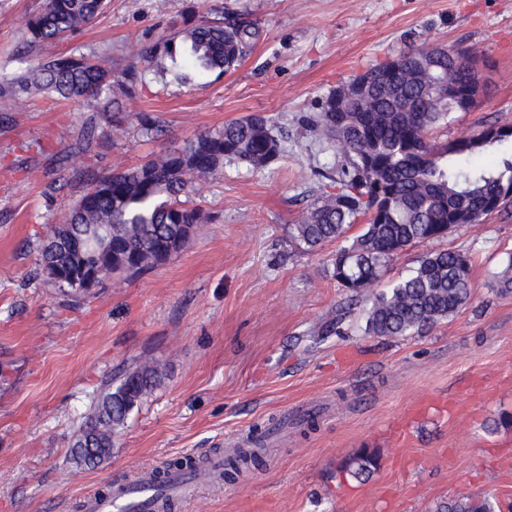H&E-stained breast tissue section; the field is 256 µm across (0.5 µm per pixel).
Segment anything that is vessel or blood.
Masks as SVG:
<instances>
[{"label": "vessel or blood", "mask_w": 512, "mask_h": 512, "mask_svg": "<svg viewBox=\"0 0 512 512\" xmlns=\"http://www.w3.org/2000/svg\"><path fill=\"white\" fill-rule=\"evenodd\" d=\"M205 479L204 472L142 469L132 479L113 485L111 492L88 493L84 512H162L166 500H190Z\"/></svg>", "instance_id": "1"}]
</instances>
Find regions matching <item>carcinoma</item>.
Listing matches in <instances>:
<instances>
[{
	"mask_svg": "<svg viewBox=\"0 0 512 512\" xmlns=\"http://www.w3.org/2000/svg\"><path fill=\"white\" fill-rule=\"evenodd\" d=\"M105 0H45L28 21L32 42L53 45L70 39L104 10ZM254 22L225 13L213 21L202 13L195 22L138 49L112 81V71L94 55L74 48L33 65L0 69V95L27 101L51 99L79 103L108 99L117 86L136 94L148 74L173 73L187 81V63L199 72L224 73L234 68L260 40ZM405 71L390 75L388 63L376 65L322 97L318 111L301 123L336 150L340 164L320 173L334 187L321 193L293 225L290 237L311 252L339 243L332 255L331 276L350 301L369 303L367 333L410 336L433 328L472 298L470 258L436 250L423 255L409 273L385 291L375 284L394 257L414 244L438 240L486 216L512 206L502 188L512 186V132L487 124L465 138L436 143L431 129L447 125L459 111L448 88L464 89L474 79L456 58L469 52L456 45L432 50L409 48ZM283 135L271 117L255 114L196 134L182 147L161 148L143 164L95 179L86 192L57 218L56 246L44 244L36 277L70 302L89 297L78 278L51 279L46 267L72 271L78 260L66 245L67 232L101 225L97 242L102 277L140 276L181 253L200 230L203 217L193 199L225 165L266 169L283 156ZM492 153L494 165L477 160ZM363 231L347 233L359 223ZM163 367L146 358L127 371L117 385L107 384L90 406L74 435L70 460L92 469L112 456L115 438L131 411L161 383ZM377 467V456L354 453L344 471L357 480ZM434 512H498V504L470 495L438 503Z\"/></svg>",
	"mask_w": 512,
	"mask_h": 512,
	"instance_id": "cac0c4a2",
	"label": "carcinoma"
}]
</instances>
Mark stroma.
I'll list each match as a JSON object with an SVG mask.
<instances>
[{"label": "stroma", "instance_id": "1", "mask_svg": "<svg viewBox=\"0 0 512 512\" xmlns=\"http://www.w3.org/2000/svg\"><path fill=\"white\" fill-rule=\"evenodd\" d=\"M203 0H109L75 39L30 43L43 0H0V66L81 48L113 72L132 49L181 28ZM212 17L243 14L261 40L225 73L182 85L148 76L126 103L124 136L102 132L108 103L0 96V512H82L86 494L252 435L261 455L198 502L172 512H432L456 495L512 506V292L495 286L512 257V209L448 237L413 245L379 289L427 252L472 260L473 297L413 336L367 334L364 303L331 276L330 249L305 251L292 224L319 196L315 168L338 158L301 118L330 90L408 46L457 44L485 62L477 106L432 130L443 140L489 123L512 125V0H204ZM155 117L146 133L138 113ZM253 114L288 132L283 159L255 172L225 167L196 199L205 224L189 245L142 276L106 278L69 305L34 277L59 212L87 185L163 147ZM95 129L87 153L76 150ZM350 313L319 340L310 332ZM161 384L129 415L109 460H69L73 431L107 383L142 356ZM374 451L366 481L347 458Z\"/></svg>", "mask_w": 512, "mask_h": 512}]
</instances>
